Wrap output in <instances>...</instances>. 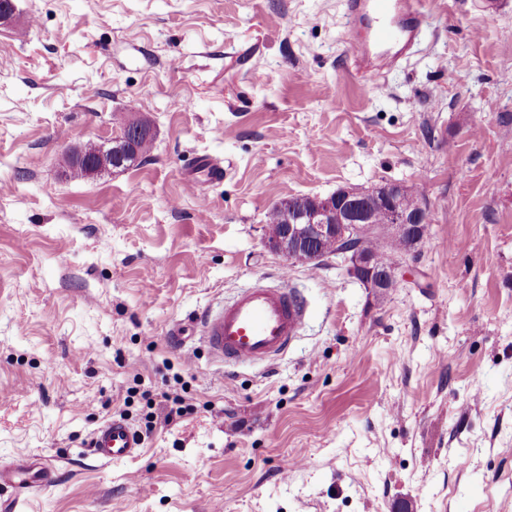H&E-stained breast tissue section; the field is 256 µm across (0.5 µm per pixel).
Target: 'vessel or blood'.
<instances>
[{
  "label": "vessel or blood",
  "instance_id": "obj_1",
  "mask_svg": "<svg viewBox=\"0 0 512 512\" xmlns=\"http://www.w3.org/2000/svg\"><path fill=\"white\" fill-rule=\"evenodd\" d=\"M424 5L425 0H346V31L360 80L377 82L384 69L409 57L425 21ZM305 318V308L290 288L255 283L220 310L199 315L200 334L183 325L171 334L180 343L200 337L211 357L227 364L267 363L287 351ZM93 448L100 460L115 463L140 455L143 442L124 419L114 418L95 432ZM54 482L53 468L36 457L1 467L0 488L12 496L0 502V512H15L28 491Z\"/></svg>",
  "mask_w": 512,
  "mask_h": 512
}]
</instances>
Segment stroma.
Returning <instances> with one entry per match:
<instances>
[{
	"instance_id": "obj_1",
	"label": "stroma",
	"mask_w": 512,
	"mask_h": 512,
	"mask_svg": "<svg viewBox=\"0 0 512 512\" xmlns=\"http://www.w3.org/2000/svg\"><path fill=\"white\" fill-rule=\"evenodd\" d=\"M0 26V464L58 472L23 512H512V0H427L363 86L345 0H14ZM153 147L69 175L128 119ZM220 182L183 176L196 156ZM396 182L427 208L401 284L265 244L282 198ZM285 275L306 307L272 365L168 331ZM195 408L102 464L147 396ZM301 463L281 473L283 458ZM158 416L147 414L144 432L150 435L156 428ZM138 433L122 418H112L95 432L93 445L95 453L105 463L131 460L140 455L143 442Z\"/></svg>"
}]
</instances>
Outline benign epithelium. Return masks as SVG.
Masks as SVG:
<instances>
[{"instance_id": "benign-epithelium-1", "label": "benign epithelium", "mask_w": 512, "mask_h": 512, "mask_svg": "<svg viewBox=\"0 0 512 512\" xmlns=\"http://www.w3.org/2000/svg\"><path fill=\"white\" fill-rule=\"evenodd\" d=\"M402 188L397 184H385L373 189L346 187L335 194L319 199L315 208L306 215L287 212L283 233L276 238L265 239L266 245L294 263L313 264L321 260L316 252V242L324 237H334L344 243L339 254L348 260L347 271L366 287L377 291H389L398 284V267L384 262L380 252H363L353 241L378 234L380 226L372 223V201L386 204L391 211L386 231L393 237L409 242L405 255H410L426 230L425 208L414 212L402 209L399 199Z\"/></svg>"}]
</instances>
